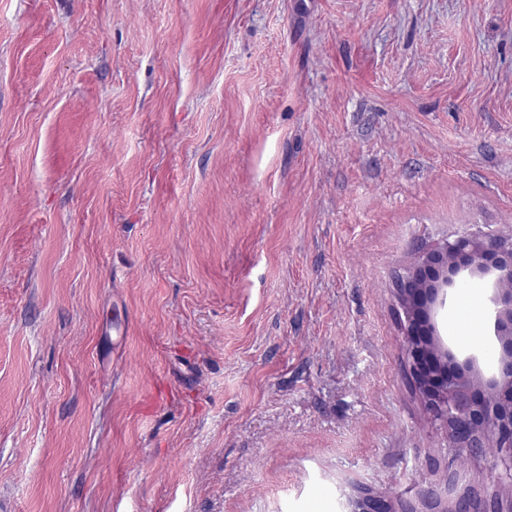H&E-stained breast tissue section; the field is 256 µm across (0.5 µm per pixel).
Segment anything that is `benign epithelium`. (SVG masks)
<instances>
[{
    "instance_id": "1",
    "label": "benign epithelium",
    "mask_w": 512,
    "mask_h": 512,
    "mask_svg": "<svg viewBox=\"0 0 512 512\" xmlns=\"http://www.w3.org/2000/svg\"><path fill=\"white\" fill-rule=\"evenodd\" d=\"M494 274L491 313L499 358L486 378L471 358L461 360L439 338L436 316L462 276ZM512 233L461 236L418 254L397 276L393 297L400 321L413 390L430 416L448 431L453 447L474 461L496 448L493 489L429 487L416 500L363 488L344 503L346 512H512Z\"/></svg>"
}]
</instances>
